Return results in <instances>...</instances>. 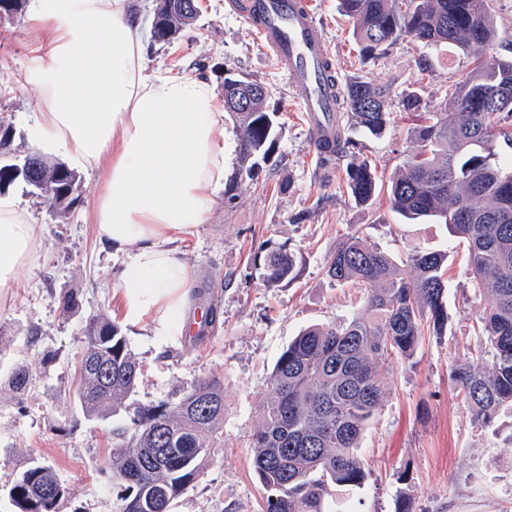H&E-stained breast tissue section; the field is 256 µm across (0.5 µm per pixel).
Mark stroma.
Segmentation results:
<instances>
[{"mask_svg":"<svg viewBox=\"0 0 512 512\" xmlns=\"http://www.w3.org/2000/svg\"><path fill=\"white\" fill-rule=\"evenodd\" d=\"M312 2L339 80L359 77L391 90L390 124L381 136L366 134L349 114L341 116L357 158L369 160L380 179L389 180L411 146L406 130L413 117L398 105L402 91L416 87L426 111H440L450 104L470 60L456 47H428L409 35L382 57L365 59L338 0ZM199 4L193 28L172 44L148 46V72L198 75L220 100L225 71H239L267 88L268 105L279 114L273 156L250 179L238 174L239 132L232 120H225L224 188L205 224L181 244L194 291L185 311L210 303L215 323L208 336L196 341L152 335L147 317L126 322L109 286L115 261L101 250L92 223L104 187L102 170L81 172L80 204L54 217L24 183L10 186L9 194L38 225L50 260L29 267L23 287L0 305V512H15L9 491L35 464L51 467L67 488L56 512H114L104 486L112 429L119 420L86 416L74 393L82 331L99 314L120 323L140 365L134 405L178 401L205 375L224 382L219 447L172 512H262L251 442L266 382L300 331L343 322L360 309L362 291L327 275L337 244L353 233L379 244L399 262L416 250L449 251V319L443 335L424 337L414 357L395 363L384 378L385 396L360 442L367 477L359 487L340 489L341 512H512V409H502L491 425H476L450 379L457 361L484 357L488 350L486 339L474 331L484 299L467 269L466 243L445 225L405 221L387 195L357 204L346 188L344 167L316 165L296 94L250 25L230 13L227 0ZM39 36L29 10L19 21L0 25V122L13 131L12 163L32 151L27 119L38 94L19 87L16 78ZM282 246L296 257V276L270 288L262 280V259ZM66 290L78 297L68 313L54 301ZM45 354L53 357L46 366L40 363ZM20 364L31 370L21 394L8 384Z\"/></svg>","mask_w":512,"mask_h":512,"instance_id":"obj_1","label":"stroma"}]
</instances>
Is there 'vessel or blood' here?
Instances as JSON below:
<instances>
[{
    "label": "vessel or blood",
    "mask_w": 512,
    "mask_h": 512,
    "mask_svg": "<svg viewBox=\"0 0 512 512\" xmlns=\"http://www.w3.org/2000/svg\"><path fill=\"white\" fill-rule=\"evenodd\" d=\"M231 10L255 29L295 91L315 152L334 142L340 120L339 87L326 69L331 57L310 0H229Z\"/></svg>",
    "instance_id": "obj_1"
}]
</instances>
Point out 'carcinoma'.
I'll return each mask as SVG.
<instances>
[{
  "instance_id": "cac0c4a2",
  "label": "carcinoma",
  "mask_w": 512,
  "mask_h": 512,
  "mask_svg": "<svg viewBox=\"0 0 512 512\" xmlns=\"http://www.w3.org/2000/svg\"><path fill=\"white\" fill-rule=\"evenodd\" d=\"M492 0H339L353 20L363 55L377 58L401 36L425 45H454L474 67L458 82L451 110L426 112L410 128L415 148L387 188L401 216L450 226L467 243L470 274L485 305L478 331L488 358L466 359L452 369L456 388L479 425L491 424L512 406V112H491L490 97L512 94V60L488 54L498 39ZM27 0H0L4 20L23 16ZM179 21L151 24V42L171 44ZM390 89L355 79L341 101L359 127L381 135L389 118ZM263 93L224 88V111L239 128L241 172L250 177L275 150L277 113L263 109ZM51 174L72 196L53 194L49 206L69 212L79 176L60 162ZM25 180L19 165L0 163V193ZM346 186L356 203L379 196L376 170L366 161L346 167ZM448 251H415L397 265L378 244L353 234L336 249L327 275L365 288L361 310L340 325H314L279 356L266 382L262 417L252 438V464L263 490L265 512H329L337 488L359 487L365 465L360 438L379 408L381 384L397 360L409 359L425 335L445 330L443 299ZM294 255L280 247L263 261V282L292 277ZM89 369L76 390L83 411L101 420L128 411L139 364L117 323L104 315L83 330ZM224 425V383L203 377L178 402L144 406L112 430L109 466L116 512H171L215 453ZM17 512H56L66 487L49 467L34 465L13 485Z\"/></svg>"
}]
</instances>
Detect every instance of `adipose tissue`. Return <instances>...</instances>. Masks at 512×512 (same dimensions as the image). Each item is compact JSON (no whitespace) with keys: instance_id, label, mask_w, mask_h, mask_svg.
<instances>
[{"instance_id":"obj_1","label":"adipose tissue","mask_w":512,"mask_h":512,"mask_svg":"<svg viewBox=\"0 0 512 512\" xmlns=\"http://www.w3.org/2000/svg\"><path fill=\"white\" fill-rule=\"evenodd\" d=\"M33 11L41 36L19 78L40 93L32 147L105 169L94 226L119 259L111 286L124 317L148 315L153 335H183L192 279L179 243L205 223L224 186V115L213 89L201 77L147 73L134 0H33ZM47 259L36 225L0 196V301Z\"/></svg>"}]
</instances>
